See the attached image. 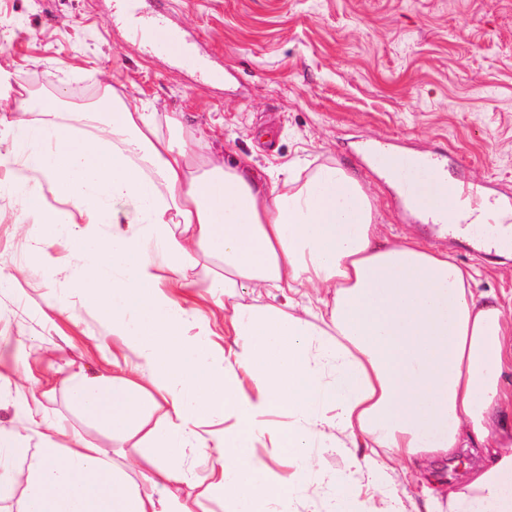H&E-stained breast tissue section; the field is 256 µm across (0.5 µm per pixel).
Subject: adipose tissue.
I'll return each instance as SVG.
<instances>
[{"label": "adipose tissue", "mask_w": 512, "mask_h": 512, "mask_svg": "<svg viewBox=\"0 0 512 512\" xmlns=\"http://www.w3.org/2000/svg\"><path fill=\"white\" fill-rule=\"evenodd\" d=\"M1 112L0 163L42 233L38 256L74 245L86 305L127 349L112 373L62 381L71 406L137 454H112L50 418L31 383L11 404L23 424L0 429V502L11 512H192L167 484L190 481L189 455L216 453L207 495L230 512H288L311 448L345 438L350 470L320 473L333 512H512V319L472 273L413 238L392 240L357 176L321 166L281 191L250 166L200 161L181 133L158 131L105 88L93 140L57 97ZM432 175L411 210L512 225L495 208L450 197ZM59 206L46 205V195ZM219 297L226 351L195 289ZM251 292L257 304L240 302ZM253 385L242 388L239 372ZM268 434L297 463L273 482L253 451ZM471 448L482 457L460 483L423 485L404 500L393 463L431 467Z\"/></svg>", "instance_id": "1"}]
</instances>
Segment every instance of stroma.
<instances>
[{
	"instance_id": "obj_1",
	"label": "stroma",
	"mask_w": 512,
	"mask_h": 512,
	"mask_svg": "<svg viewBox=\"0 0 512 512\" xmlns=\"http://www.w3.org/2000/svg\"><path fill=\"white\" fill-rule=\"evenodd\" d=\"M160 16L127 38L130 20ZM0 69L20 89L56 95L63 111L111 86L129 105L204 132L198 154L249 161L280 189L330 164L362 177L388 236L413 233L478 269L474 288L512 315V249L487 257L437 233L382 178L368 146L427 153L463 185L512 206V0H0ZM0 192V357L43 381L109 370L112 336L75 289L79 264ZM61 314L45 319L47 299Z\"/></svg>"
}]
</instances>
